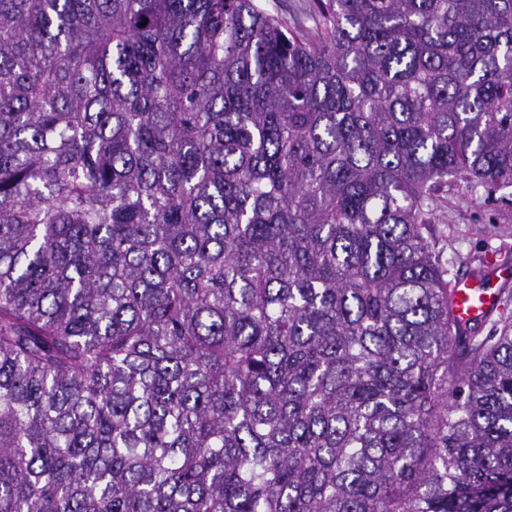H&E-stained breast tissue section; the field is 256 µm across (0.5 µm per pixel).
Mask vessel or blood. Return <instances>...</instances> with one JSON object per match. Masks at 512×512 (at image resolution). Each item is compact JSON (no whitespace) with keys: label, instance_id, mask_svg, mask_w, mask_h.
Returning a JSON list of instances; mask_svg holds the SVG:
<instances>
[{"label":"vessel or blood","instance_id":"1","mask_svg":"<svg viewBox=\"0 0 512 512\" xmlns=\"http://www.w3.org/2000/svg\"><path fill=\"white\" fill-rule=\"evenodd\" d=\"M512 283V269L500 267L492 276H469L450 284L455 313L464 322L481 323L501 307V288Z\"/></svg>","mask_w":512,"mask_h":512}]
</instances>
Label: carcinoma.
Returning a JSON list of instances; mask_svg holds the SVG:
<instances>
[{
  "label": "carcinoma",
  "instance_id": "1",
  "mask_svg": "<svg viewBox=\"0 0 512 512\" xmlns=\"http://www.w3.org/2000/svg\"><path fill=\"white\" fill-rule=\"evenodd\" d=\"M0 0V512H512V0ZM261 3H269L274 9L289 18L302 17L308 22L306 16L310 15L309 10L314 8L316 0H261ZM268 1V2H265ZM437 196L440 204L433 211L431 228L447 270L445 278L453 280L449 288L455 314L463 323L484 322L499 311L500 287L509 284L512 269L496 268L491 278L470 275L479 270L490 273L488 259L512 267V187L488 192L481 185L457 181ZM499 313L484 325L482 336L493 333Z\"/></svg>",
  "mask_w": 512,
  "mask_h": 512
}]
</instances>
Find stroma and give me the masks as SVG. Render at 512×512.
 I'll return each instance as SVG.
<instances>
[{
  "label": "stroma",
  "mask_w": 512,
  "mask_h": 512,
  "mask_svg": "<svg viewBox=\"0 0 512 512\" xmlns=\"http://www.w3.org/2000/svg\"><path fill=\"white\" fill-rule=\"evenodd\" d=\"M438 198L431 228L447 280L487 271L491 259L512 265V187L490 192L457 181Z\"/></svg>",
  "instance_id": "1"
}]
</instances>
